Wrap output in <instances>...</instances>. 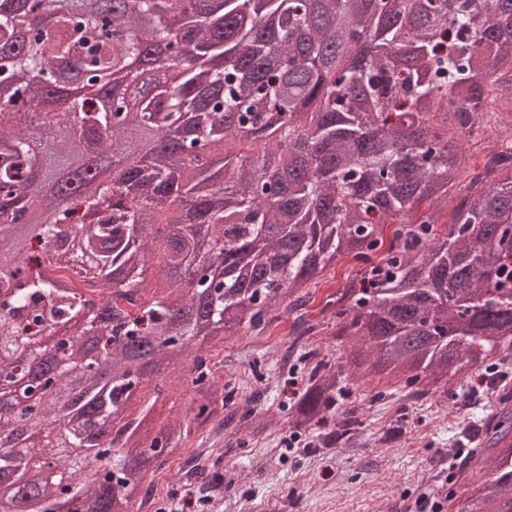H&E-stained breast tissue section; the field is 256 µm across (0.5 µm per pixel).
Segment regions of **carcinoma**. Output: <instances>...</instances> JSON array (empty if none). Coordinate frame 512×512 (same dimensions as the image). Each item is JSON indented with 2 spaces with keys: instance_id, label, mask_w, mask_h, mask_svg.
I'll return each instance as SVG.
<instances>
[{
  "instance_id": "cac0c4a2",
  "label": "carcinoma",
  "mask_w": 512,
  "mask_h": 512,
  "mask_svg": "<svg viewBox=\"0 0 512 512\" xmlns=\"http://www.w3.org/2000/svg\"><path fill=\"white\" fill-rule=\"evenodd\" d=\"M27 2L0 0V75L17 85L0 108V376L36 393L0 429L46 427L37 455L0 448V492L23 512H141L149 475L225 424L232 394L204 345L262 331L338 257L361 266L324 308L360 346L316 365L298 425L352 375L416 394L512 358V112L497 110L512 106V0H38L35 30ZM472 114L500 130L453 222H404L384 246L385 219L448 206L460 142L486 134ZM47 127L65 134L40 150ZM78 148L125 170L99 181L71 164ZM58 169L48 222L28 223L25 190ZM154 244L196 287L143 299ZM56 328L68 340L49 348ZM189 355L188 407L158 427L159 362ZM485 461L490 479L470 478ZM454 485L461 512H512V389Z\"/></svg>"
}]
</instances>
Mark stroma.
<instances>
[{
	"mask_svg": "<svg viewBox=\"0 0 512 512\" xmlns=\"http://www.w3.org/2000/svg\"><path fill=\"white\" fill-rule=\"evenodd\" d=\"M354 267L351 258L337 260L311 285L305 306L277 307L263 332L214 345L212 362L255 431L226 426L224 448L201 477L190 468L203 442H190L150 478L156 512H197L202 498L219 512H460L450 491L467 451L464 433L491 413L500 385H512V363L477 371L471 386L452 378L447 390L413 398L392 379L381 390L352 379L324 422H294L314 366L344 361L356 342L333 337L336 318L323 310ZM347 410L358 425L333 439Z\"/></svg>",
	"mask_w": 512,
	"mask_h": 512,
	"instance_id": "35a3bbf8",
	"label": "stroma"
}]
</instances>
